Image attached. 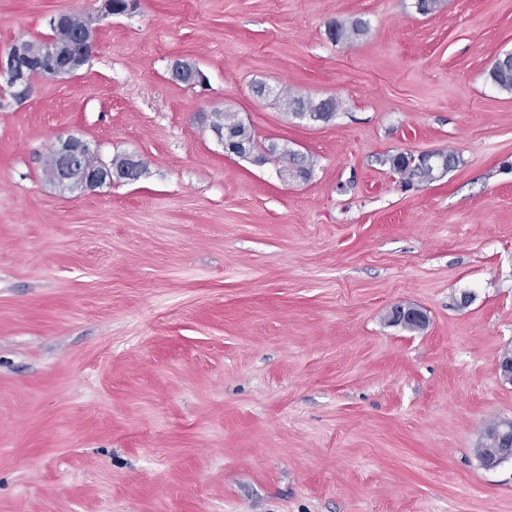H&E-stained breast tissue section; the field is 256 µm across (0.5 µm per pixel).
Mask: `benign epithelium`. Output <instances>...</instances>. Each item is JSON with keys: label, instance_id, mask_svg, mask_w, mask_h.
Masks as SVG:
<instances>
[{"label": "benign epithelium", "instance_id": "1", "mask_svg": "<svg viewBox=\"0 0 512 512\" xmlns=\"http://www.w3.org/2000/svg\"><path fill=\"white\" fill-rule=\"evenodd\" d=\"M77 19L78 15L74 13H60L54 17L52 28L67 32L68 36L62 40L51 39L39 55L31 54L22 41L12 44L6 53L0 54V73L16 83L25 82L26 73L30 70H41L46 76L58 79L74 75L89 60L95 45V29L80 24ZM187 72L192 83L204 81V74L199 68L189 71L183 61H172V77L178 80ZM93 154L95 151L79 136L70 135L59 141L51 150L56 168L50 181L70 190H91L112 183L115 175L110 163L99 161L93 168L85 165V159ZM497 366L500 377L512 383V348L500 354Z\"/></svg>", "mask_w": 512, "mask_h": 512}]
</instances>
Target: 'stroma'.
Listing matches in <instances>:
<instances>
[{
    "label": "stroma",
    "mask_w": 512,
    "mask_h": 512,
    "mask_svg": "<svg viewBox=\"0 0 512 512\" xmlns=\"http://www.w3.org/2000/svg\"><path fill=\"white\" fill-rule=\"evenodd\" d=\"M414 3L0 0V52L96 30L72 78L0 75V512H512L475 453L512 422V0ZM217 112L311 177L225 153ZM70 135L140 177L59 188ZM406 152L459 162L406 187ZM366 31V24L358 20L349 26L340 21H334L329 26V34L336 42H351L354 38L365 34ZM489 78L500 89L512 91V54L494 60ZM281 102L283 104L284 109L290 114L293 118L298 120L305 119V115L307 113H318L321 121L329 120L335 112H317L321 109L322 105L319 103H314L312 100L308 98H304L302 96L295 95H285L282 97ZM270 154L275 156L276 161L281 164V168L289 174L297 175L298 178L307 179L312 172L310 161L299 151L283 147L278 149L272 145L268 149Z\"/></svg>",
    "instance_id": "35a3bbf8"
}]
</instances>
